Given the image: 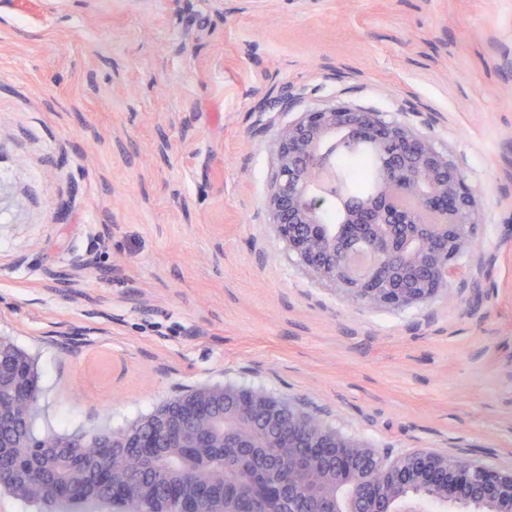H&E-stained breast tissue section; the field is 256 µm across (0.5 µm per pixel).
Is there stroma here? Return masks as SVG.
Instances as JSON below:
<instances>
[{"label":"stroma","instance_id":"1","mask_svg":"<svg viewBox=\"0 0 512 512\" xmlns=\"http://www.w3.org/2000/svg\"><path fill=\"white\" fill-rule=\"evenodd\" d=\"M339 102L473 191L475 246L423 305L353 302L275 236L271 142ZM1 335L37 359L39 437L235 384L511 469L512 0H0Z\"/></svg>","mask_w":512,"mask_h":512}]
</instances>
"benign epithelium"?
Masks as SVG:
<instances>
[{
  "instance_id": "benign-epithelium-1",
  "label": "benign epithelium",
  "mask_w": 512,
  "mask_h": 512,
  "mask_svg": "<svg viewBox=\"0 0 512 512\" xmlns=\"http://www.w3.org/2000/svg\"><path fill=\"white\" fill-rule=\"evenodd\" d=\"M367 140L383 150V173L375 192L341 197L330 177L336 144ZM277 164L266 207L279 240L310 278L365 306L399 310L447 290L459 259L473 246L482 223L474 194L448 152L401 122L376 110L337 104L305 112L282 126L272 143ZM21 399L24 413L38 408L32 359L0 336V474L21 489L35 476L60 473L107 482L93 461L69 453L86 433L54 436L33 446L4 400ZM181 428L169 454L206 457L209 448H237L236 461L202 484L178 485L168 504L154 512H199L211 487L231 484L246 512L275 502L278 512H422L431 498L456 512H512V469L495 471L479 459L411 448L391 456L366 440L335 429L293 399L261 389L226 384L200 386L162 405L119 433H102L112 465L150 456L155 437ZM288 435V478L279 477L277 448ZM112 503L124 512H145L154 496L142 483L139 505L130 506L127 486L112 475Z\"/></svg>"
}]
</instances>
